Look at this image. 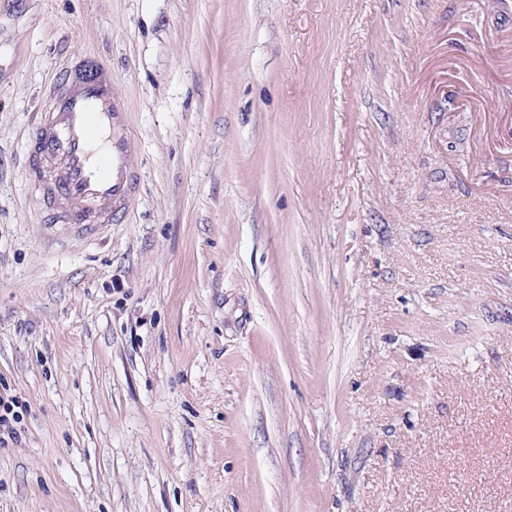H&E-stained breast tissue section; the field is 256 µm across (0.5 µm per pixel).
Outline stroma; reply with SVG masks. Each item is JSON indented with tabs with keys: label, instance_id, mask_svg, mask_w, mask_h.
<instances>
[{
	"label": "stroma",
	"instance_id": "35a3bbf8",
	"mask_svg": "<svg viewBox=\"0 0 512 512\" xmlns=\"http://www.w3.org/2000/svg\"><path fill=\"white\" fill-rule=\"evenodd\" d=\"M128 106L95 236L24 165ZM0 512H512V0H0ZM68 73L50 93L49 111L41 112L27 163L49 220L88 235L99 225L118 224L139 183L128 112L114 96L111 74L89 62L70 66ZM52 161L57 175L48 177L45 165ZM60 201L70 203L72 215L59 209ZM16 396L0 394V447L5 448L11 443L17 442L21 436L22 411ZM19 426V429L17 428Z\"/></svg>",
	"mask_w": 512,
	"mask_h": 512
}]
</instances>
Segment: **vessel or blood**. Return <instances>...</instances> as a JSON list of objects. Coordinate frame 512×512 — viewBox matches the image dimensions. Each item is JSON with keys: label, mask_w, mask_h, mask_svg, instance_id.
Instances as JSON below:
<instances>
[{"label": "vessel or blood", "mask_w": 512, "mask_h": 512, "mask_svg": "<svg viewBox=\"0 0 512 512\" xmlns=\"http://www.w3.org/2000/svg\"><path fill=\"white\" fill-rule=\"evenodd\" d=\"M42 113L27 163L51 222L91 234L121 220L138 191L132 131L109 71L77 63Z\"/></svg>", "instance_id": "1"}]
</instances>
